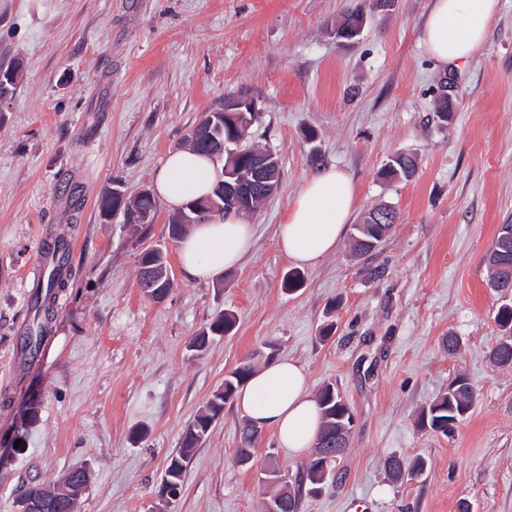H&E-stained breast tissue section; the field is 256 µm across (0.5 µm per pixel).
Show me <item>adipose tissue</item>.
Masks as SVG:
<instances>
[{"instance_id":"1","label":"adipose tissue","mask_w":512,"mask_h":512,"mask_svg":"<svg viewBox=\"0 0 512 512\" xmlns=\"http://www.w3.org/2000/svg\"><path fill=\"white\" fill-rule=\"evenodd\" d=\"M498 10V0H433L422 44L443 66L466 64L482 43ZM218 171L208 158L189 149L169 153L155 175V191L170 210L211 192ZM355 186L344 171L319 169L289 204L278 226L282 251L294 263L317 266L335 252L355 206ZM254 228L243 212L188 228L179 243L185 276L207 282L239 266L252 246ZM236 407L260 430H272L279 445L296 455L307 453L320 429V410L305 368L282 356L254 371L237 393Z\"/></svg>"}]
</instances>
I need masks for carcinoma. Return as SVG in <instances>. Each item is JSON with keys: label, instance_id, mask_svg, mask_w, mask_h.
I'll list each match as a JSON object with an SVG mask.
<instances>
[{"label": "carcinoma", "instance_id": "1", "mask_svg": "<svg viewBox=\"0 0 512 512\" xmlns=\"http://www.w3.org/2000/svg\"><path fill=\"white\" fill-rule=\"evenodd\" d=\"M364 14L357 10L347 13L336 24V33L342 39L348 41L353 38L352 32L361 29ZM249 126L232 114L225 115L224 137L215 141H207L204 138H190L191 148L207 156L220 155L218 145L224 143L230 148H235L243 141ZM417 170V159L412 153L400 152L392 156L382 170V176L387 180L407 181L412 178ZM224 199L218 192L202 200L192 202V206L203 209L197 219L208 221L218 215L224 214ZM150 206L153 211H158V202L155 196L134 199H122L120 195L110 190L106 192L100 201L102 215H107L119 207L124 210ZM391 220L382 224L373 222V212H368L363 220L354 225L353 250L363 255L374 251L388 234V229L398 220L396 210H391ZM52 257L55 260V270L44 282V296L30 301V313H32L29 327L24 330L18 339L20 351L33 359L38 356L44 337L48 333L50 310L54 305L57 295L66 287L67 280L62 270L67 266L69 251L67 244L60 240L53 245ZM488 286L493 288L502 276L503 267L512 270V224H502L496 238L493 240L488 257ZM495 321L504 333L492 350V359L500 366L512 367V302L501 304L495 314ZM234 317L228 313L218 314L206 331H202L193 338L197 345L196 352H204L210 343L217 337H222L232 331ZM252 371V365L248 361L242 362L234 371L224 378V391H216L206 402L202 412L198 413L184 428L181 435L180 448L172 454L167 462L164 476L175 484H182L183 475L190 461L191 453L197 447L199 438L196 434L208 435L211 424L217 417L224 414V405L233 401L237 388L248 378ZM475 402L474 390L468 379L464 376L456 377L448 386V391L435 399L427 408L420 412L418 425L423 429L448 434L454 429L455 423L463 420V416L469 414ZM318 403L322 414V428L318 436L319 448L315 449V456L305 466V479L307 484H298L297 489L289 495L291 502L289 512H298L299 502L304 489L311 488L314 480L323 474L318 468L321 460L320 454L343 453L348 447L351 433L350 408L341 393L332 384L322 387L318 394ZM258 437V430L246 424L241 430L242 448L238 449V460H243L246 453L252 452V447ZM389 475L395 481L404 479L416 481L427 470V461L418 458L407 462L400 457L393 456L386 462Z\"/></svg>", "mask_w": 512, "mask_h": 512}]
</instances>
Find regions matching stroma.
<instances>
[{
    "mask_svg": "<svg viewBox=\"0 0 512 512\" xmlns=\"http://www.w3.org/2000/svg\"><path fill=\"white\" fill-rule=\"evenodd\" d=\"M368 0H0V65L23 79L0 106V512H20L29 485L86 467L76 512H153L185 425L241 361L290 356L312 391L336 386L354 421L321 494L300 512H512V367L490 353L501 303L486 255L512 224V0L464 66L421 45L432 0H396L369 15L358 43L336 42L342 16ZM455 80L452 116L435 117ZM258 100L246 135L271 148L281 177L249 218L253 245L215 280L187 279L160 206L137 230L98 203L114 186L152 187L169 152L188 147L204 113L231 95ZM418 158L408 182L379 171L395 153ZM356 186L352 221L381 204L400 219L373 252L350 239L287 290L293 262L277 226L320 168ZM55 229L70 245L67 286L37 358L17 338L26 284ZM167 250L174 286L155 301L138 284L147 247ZM236 327L201 354L194 336L222 312ZM336 330L322 339L326 319ZM460 340L449 355L443 339ZM465 375L471 413L447 435L418 427L420 411ZM36 419H29V412ZM243 417L226 405L183 477L174 512H263L259 472L296 477L308 455L271 430L252 466L238 465ZM24 448L11 450L15 435ZM425 458V477L392 482L387 456Z\"/></svg>",
    "mask_w": 512,
    "mask_h": 512,
    "instance_id": "stroma-1",
    "label": "stroma"
}]
</instances>
